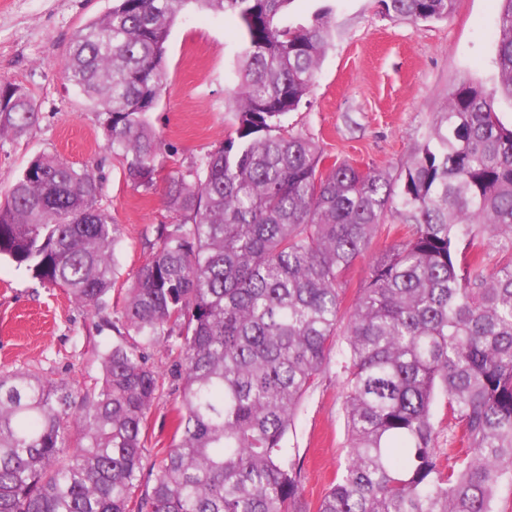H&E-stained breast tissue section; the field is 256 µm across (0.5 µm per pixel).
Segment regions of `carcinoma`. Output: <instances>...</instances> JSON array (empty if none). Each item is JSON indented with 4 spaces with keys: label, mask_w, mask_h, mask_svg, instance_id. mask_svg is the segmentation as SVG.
<instances>
[{
    "label": "carcinoma",
    "mask_w": 512,
    "mask_h": 512,
    "mask_svg": "<svg viewBox=\"0 0 512 512\" xmlns=\"http://www.w3.org/2000/svg\"><path fill=\"white\" fill-rule=\"evenodd\" d=\"M294 0H112L74 34L63 74L94 104L132 187L154 186L165 145L148 121L175 19L224 13L245 47L235 128L165 193L101 376L76 396L39 373L0 374V512H310L284 447L331 358L344 389L348 463L316 512H496L512 487V128L495 93L463 82L398 177L282 129L311 94L333 25L286 22ZM384 14L442 20L454 0H381ZM501 4L498 91L512 99V0ZM38 119L0 81V141ZM101 179L53 153L0 202V257L100 311L121 227ZM400 223L386 225L388 215ZM399 240L369 268L347 321L345 276L382 228ZM496 244L492 261L481 249ZM177 352L175 427L143 478L149 416ZM447 412L434 420V407Z\"/></svg>",
    "instance_id": "cac0c4a2"
}]
</instances>
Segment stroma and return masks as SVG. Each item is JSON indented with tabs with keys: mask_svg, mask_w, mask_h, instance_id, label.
<instances>
[{
	"mask_svg": "<svg viewBox=\"0 0 512 512\" xmlns=\"http://www.w3.org/2000/svg\"><path fill=\"white\" fill-rule=\"evenodd\" d=\"M112 0H0V81L25 89L39 115L25 135L0 142V200L28 162L44 152L104 179L101 205L121 226L118 287L149 257L157 228L172 223L164 204L170 172L198 164L234 129L227 95L237 83L243 37L223 13L189 10L171 27L163 91L148 116L166 152L153 189L126 183L100 118L63 76L59 63L74 33L104 15ZM335 31L315 87L289 113V131L313 139L328 160L398 174L424 144L448 96L463 80L498 86V0H455L447 19L384 16L380 0H293L288 21L310 24L323 6ZM109 312L96 313L60 288L0 260V368L34 370L81 391L100 375L97 350L116 341ZM174 396L163 391L149 418L144 471L160 461L174 431ZM343 390L328 367L305 398L287 436L303 467V499L316 506L347 460Z\"/></svg>",
	"mask_w": 512,
	"mask_h": 512,
	"instance_id": "obj_1",
	"label": "stroma"
}]
</instances>
